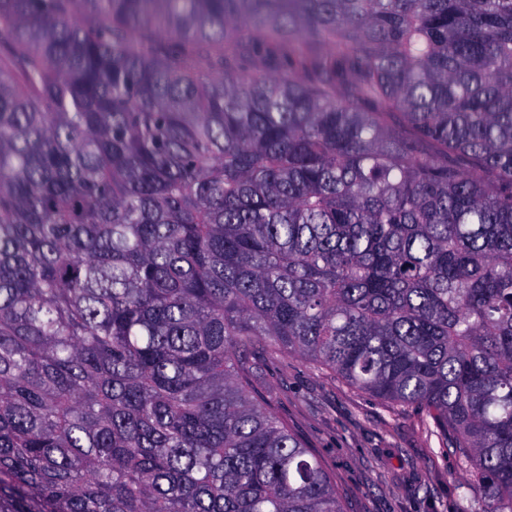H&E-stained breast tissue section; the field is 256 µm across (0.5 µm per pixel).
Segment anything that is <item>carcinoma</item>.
Listing matches in <instances>:
<instances>
[{"mask_svg":"<svg viewBox=\"0 0 512 512\" xmlns=\"http://www.w3.org/2000/svg\"><path fill=\"white\" fill-rule=\"evenodd\" d=\"M288 355L512 512V0H0V512H344Z\"/></svg>","mask_w":512,"mask_h":512,"instance_id":"cac0c4a2","label":"carcinoma"}]
</instances>
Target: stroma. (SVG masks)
I'll use <instances>...</instances> for the list:
<instances>
[{
	"label": "stroma",
	"mask_w": 512,
	"mask_h": 512,
	"mask_svg": "<svg viewBox=\"0 0 512 512\" xmlns=\"http://www.w3.org/2000/svg\"><path fill=\"white\" fill-rule=\"evenodd\" d=\"M256 387L326 464L344 512H486L478 485L421 412L294 355L264 367Z\"/></svg>",
	"instance_id": "obj_1"
}]
</instances>
